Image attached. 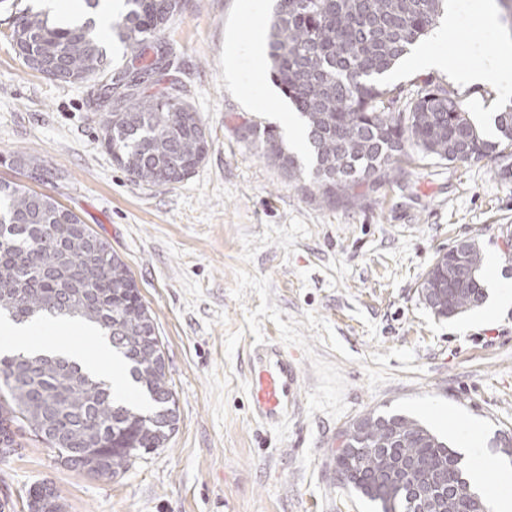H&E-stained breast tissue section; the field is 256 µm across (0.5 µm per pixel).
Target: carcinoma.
<instances>
[{
  "label": "carcinoma",
  "mask_w": 512,
  "mask_h": 512,
  "mask_svg": "<svg viewBox=\"0 0 512 512\" xmlns=\"http://www.w3.org/2000/svg\"><path fill=\"white\" fill-rule=\"evenodd\" d=\"M447 0H275L269 59L273 80L301 115L311 155L312 195L355 206L359 188L405 173L417 154L448 163L512 159V104L494 116L490 140L463 111L455 92L424 81L404 91L382 78L425 37ZM10 39L25 66L50 79L84 83L109 78L101 140L112 163L137 181L176 184L206 159L210 142L194 106L172 92H146L129 78L164 69L159 47L183 13L181 0H124L109 33L128 59L112 69L95 22L60 27L20 7ZM264 157L298 182L299 158L272 128L261 134ZM39 180L44 168L19 156ZM79 215L27 185L0 181V317L16 324L47 318L92 328L108 342L149 400L142 408L79 365L48 354L0 355V459L22 447L28 431L54 448L68 468L110 480L132 459L163 448L178 424L164 347L127 266L98 250ZM483 257L468 239L456 263L437 257L420 288L448 273L444 299L425 301L451 317L483 304ZM347 447L332 450L336 481L378 512H488L465 478L461 457L419 421L369 412L342 430ZM27 512H65L57 494L25 499Z\"/></svg>",
  "instance_id": "cac0c4a2"
}]
</instances>
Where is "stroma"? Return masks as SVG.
I'll return each mask as SVG.
<instances>
[{
  "instance_id": "obj_1",
  "label": "stroma",
  "mask_w": 512,
  "mask_h": 512,
  "mask_svg": "<svg viewBox=\"0 0 512 512\" xmlns=\"http://www.w3.org/2000/svg\"><path fill=\"white\" fill-rule=\"evenodd\" d=\"M458 25L426 51L447 71L402 58L390 86L432 80L455 90L481 128L512 101V87L467 85L481 63L471 43L494 54L512 38L476 20L461 0ZM273 0H185L167 36L168 69L150 92L179 90L199 113L211 148L187 180L138 182L113 165L101 142V83L67 84L24 66L0 11V180L20 181L16 157L46 170L31 181L106 239L129 267L164 346L179 422L166 447L134 458L102 480L64 466L54 449L24 439L0 459V498L21 504L33 485L53 483L67 512H375L336 481V437L376 411L409 415L440 437L446 416L476 422L497 462V489L512 439V285L502 240L512 224V176L498 160L432 158L404 178L364 191L360 205L329 206L263 159L251 127L272 126L301 145L300 123L266 69ZM254 42V50L240 45ZM462 239L482 251L486 307L445 318L419 285L438 254ZM273 340L297 355L303 403L278 424L248 414V352ZM35 343L101 357L100 339L64 322Z\"/></svg>"
}]
</instances>
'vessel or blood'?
<instances>
[{
  "instance_id": "vessel-or-blood-1",
  "label": "vessel or blood",
  "mask_w": 512,
  "mask_h": 512,
  "mask_svg": "<svg viewBox=\"0 0 512 512\" xmlns=\"http://www.w3.org/2000/svg\"><path fill=\"white\" fill-rule=\"evenodd\" d=\"M252 414L260 422H277L301 403V379L297 363L275 344L256 349L250 369Z\"/></svg>"
}]
</instances>
